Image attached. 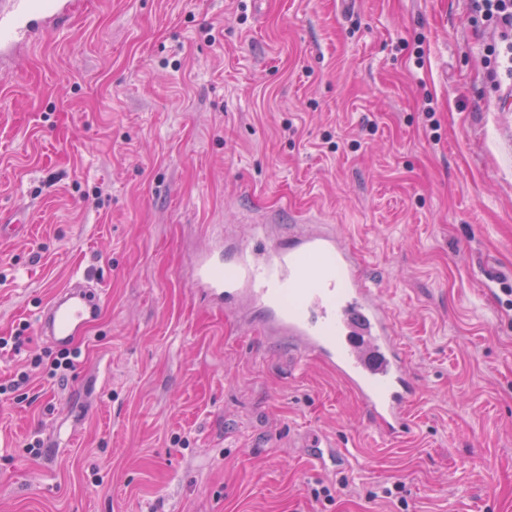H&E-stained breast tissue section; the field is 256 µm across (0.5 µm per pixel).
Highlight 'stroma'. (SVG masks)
<instances>
[{"instance_id": "35a3bbf8", "label": "stroma", "mask_w": 512, "mask_h": 512, "mask_svg": "<svg viewBox=\"0 0 512 512\" xmlns=\"http://www.w3.org/2000/svg\"><path fill=\"white\" fill-rule=\"evenodd\" d=\"M500 42L473 0H84L0 63V225L27 226L0 239V336L29 338L0 386L55 356L35 318L56 290L102 291L74 368L0 395V512H512ZM260 213L360 254L421 386L406 439L190 288L189 259Z\"/></svg>"}]
</instances>
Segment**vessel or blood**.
<instances>
[{"label": "vessel or blood", "mask_w": 512, "mask_h": 512, "mask_svg": "<svg viewBox=\"0 0 512 512\" xmlns=\"http://www.w3.org/2000/svg\"><path fill=\"white\" fill-rule=\"evenodd\" d=\"M80 5L0 0V60L70 21ZM269 224L266 217L256 220L232 262H225L219 241L198 252L190 263L192 289L214 306L256 311L263 332L288 336L299 354L333 367L383 438H404L418 383L360 257L327 225L276 238ZM100 308L99 290L76 280L41 309L38 331L52 346L71 348Z\"/></svg>", "instance_id": "1"}]
</instances>
